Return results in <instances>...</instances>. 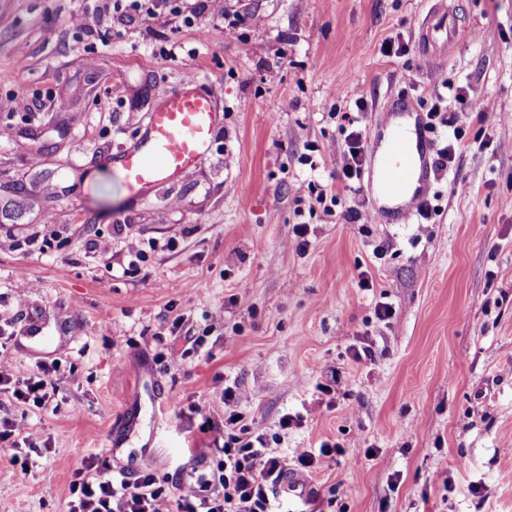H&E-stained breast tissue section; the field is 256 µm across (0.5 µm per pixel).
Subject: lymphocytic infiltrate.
<instances>
[{
    "mask_svg": "<svg viewBox=\"0 0 512 512\" xmlns=\"http://www.w3.org/2000/svg\"><path fill=\"white\" fill-rule=\"evenodd\" d=\"M339 118L350 131L329 150L336 157L337 180L348 186L362 178L368 137L356 129L351 113ZM70 379L56 362L39 363L29 374L15 370L7 344L0 340V392L10 393L18 403L42 407ZM246 400L237 389L225 388L223 423L210 422L204 428L212 445L220 446L222 458L211 477L180 483L178 500L157 487L150 466L131 478L100 460L75 471L69 512H271L274 488L290 466L313 468L316 455H330L333 447L322 445L316 454L298 448L293 460H286L268 438L252 431L241 410Z\"/></svg>",
    "mask_w": 512,
    "mask_h": 512,
    "instance_id": "1",
    "label": "lymphocytic infiltrate"
}]
</instances>
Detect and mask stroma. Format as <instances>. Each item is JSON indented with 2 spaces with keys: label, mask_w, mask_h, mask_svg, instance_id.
<instances>
[{
  "label": "stroma",
  "mask_w": 512,
  "mask_h": 512,
  "mask_svg": "<svg viewBox=\"0 0 512 512\" xmlns=\"http://www.w3.org/2000/svg\"><path fill=\"white\" fill-rule=\"evenodd\" d=\"M435 2L158 0L120 24L74 0H0V327L20 371L74 374L50 410L0 394V419L37 445L23 467L0 442V512H68L98 453L117 471L146 455L178 498L179 478L216 467L189 450L223 422L228 386L281 455L319 454L307 499L276 497L275 512H512V0H445L463 37L443 73L461 101L418 47ZM389 40L404 52L382 55ZM192 75L224 113L213 153L130 198L112 155ZM359 98L370 135L392 98L458 117L453 169L413 223L346 217L366 194L333 182L327 148ZM325 188L331 217L314 204ZM32 237L47 251L23 250ZM362 270L370 289L353 284ZM204 328L185 365L158 360ZM286 414L300 423L284 432ZM325 442L341 452L320 455Z\"/></svg>",
  "instance_id": "35a3bbf8"
}]
</instances>
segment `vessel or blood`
Wrapping results in <instances>:
<instances>
[{"label":"vessel or blood","instance_id":"obj_1","mask_svg":"<svg viewBox=\"0 0 512 512\" xmlns=\"http://www.w3.org/2000/svg\"><path fill=\"white\" fill-rule=\"evenodd\" d=\"M457 33L449 15L434 12L425 19L419 41L427 49L441 39L455 40ZM223 121V113L214 108L209 81L198 76L183 79L147 113L136 146L113 156L126 190L135 197L147 196L163 184L189 177L211 152ZM367 157V183L376 196L371 203L374 221L382 222L389 201L395 205L398 223H410L430 188L431 163L424 138H412L399 125L387 138L372 137Z\"/></svg>","mask_w":512,"mask_h":512}]
</instances>
